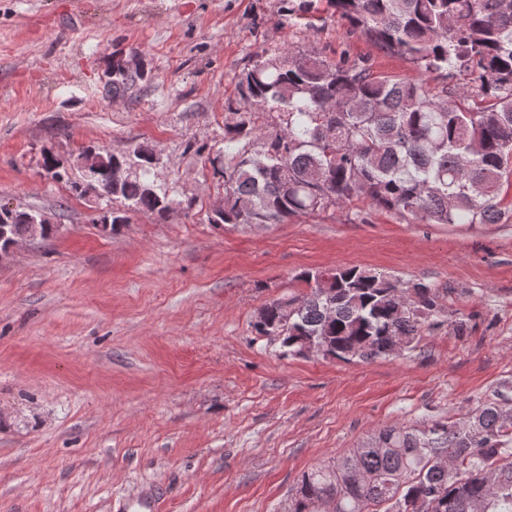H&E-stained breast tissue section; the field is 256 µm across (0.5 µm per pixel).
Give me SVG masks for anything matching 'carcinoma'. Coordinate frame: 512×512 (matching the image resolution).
I'll use <instances>...</instances> for the list:
<instances>
[{"mask_svg":"<svg viewBox=\"0 0 512 512\" xmlns=\"http://www.w3.org/2000/svg\"><path fill=\"white\" fill-rule=\"evenodd\" d=\"M336 15L378 49L409 60L418 76L385 75L369 60L328 61L286 49L237 76L243 108L224 125V212L212 224H282L355 202L421 224H498L512 216V0H330ZM466 72L472 88L448 90ZM144 77L116 59L112 92ZM141 148L120 156L112 201L130 214L172 211L171 190L151 179ZM318 271L305 291L263 307L258 336L275 325L288 351L309 336L348 361L417 348L438 325L444 290L358 266ZM512 512V412L485 402L463 424L387 426L373 444L306 472L288 512Z\"/></svg>","mask_w":512,"mask_h":512,"instance_id":"cac0c4a2","label":"carcinoma"}]
</instances>
